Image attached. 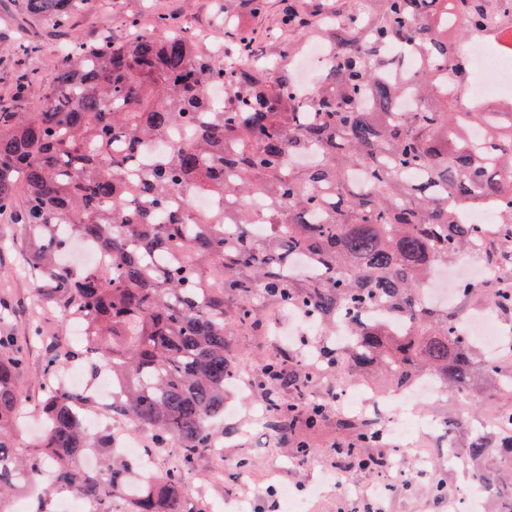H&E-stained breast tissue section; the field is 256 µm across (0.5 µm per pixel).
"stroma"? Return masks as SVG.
<instances>
[{
  "label": "stroma",
  "mask_w": 512,
  "mask_h": 512,
  "mask_svg": "<svg viewBox=\"0 0 512 512\" xmlns=\"http://www.w3.org/2000/svg\"><path fill=\"white\" fill-rule=\"evenodd\" d=\"M304 2L266 0L265 12L250 16L243 27L252 32L258 49L268 53L285 49L299 34L283 27L281 20ZM22 3L0 0V96L20 95L33 106L41 95V81L53 76L62 50L71 39L92 41L105 34L119 39L128 17H139L149 26L161 16L190 33H204L220 41L224 35L217 30V10L222 7L235 11L238 0H112L105 8L98 0H85L64 31L31 18ZM27 41L36 44V51L24 50ZM0 303L11 308L14 335H29L32 325L38 323L46 335L81 345L82 339L71 323L44 302L28 274L13 214L0 215ZM253 308L255 327L232 329L229 338L230 353L248 385L243 390L234 383L227 387L224 423L216 436L222 452L217 455L208 449L196 456L183 492L189 512H283L277 491L282 484L308 498L309 512H366L370 506L380 512H446L444 499L429 495L431 483L442 482L450 494L478 484L477 471L444 456L443 450L451 443L463 446L477 429L488 441H495L497 431L490 415L504 402L499 379L480 377L463 399L449 394L439 401L421 402L420 413L441 421L454 419L455 427L451 433L433 439V446L442 454L430 474L395 484L381 498L371 491L381 479L379 473L353 467L336 455L337 443L348 433L336 417L335 367L321 365L306 392L307 398L326 405L323 423L309 436L311 451L307 456L295 453L296 436L272 435L260 409L251 408V401L265 394L267 362L287 359L289 352H303L315 341L301 326L296 328L293 341H284L279 331L291 323V316L276 313L274 303L264 299L255 301ZM43 383V352L37 347L18 379L20 389L29 397L20 434L21 442L26 444L36 443L42 436L36 397Z\"/></svg>",
  "instance_id": "stroma-1"
}]
</instances>
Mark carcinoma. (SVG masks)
Listing matches in <instances>:
<instances>
[{
    "label": "carcinoma",
    "instance_id": "carcinoma-1",
    "mask_svg": "<svg viewBox=\"0 0 512 512\" xmlns=\"http://www.w3.org/2000/svg\"><path fill=\"white\" fill-rule=\"evenodd\" d=\"M85 0H24L28 13L68 26ZM318 26L291 11L285 23L333 43L318 89L296 85L288 67L302 42L278 55L248 54L252 37L224 16V46L196 37H157L135 17L126 35L73 43L39 106L0 99V213L24 207L19 223L26 266L47 302L78 317L88 344L45 347L40 399L43 437L20 447L26 396L17 377L39 328L21 342L0 312V512L6 496L33 487L45 469L56 492L106 512L128 498L130 512H184L185 475L215 444L224 386L236 375L227 325H255L253 300L297 310L322 331L336 315L353 319L350 351L319 348L345 378L387 372L395 384L421 371L462 396L473 385L475 346L456 315L421 303L434 271L470 250L493 255L482 224L464 212L490 204L499 233L512 239V111L461 112L456 86L469 67L457 36L500 22L501 0H348ZM224 87V105L206 96ZM406 95L415 99L401 108ZM483 127L474 140L468 129ZM183 141L165 152L154 144ZM311 153V162L297 158ZM215 198L192 207L189 192ZM233 234L226 235V225ZM76 240L112 254V272L67 266ZM94 352L112 368L121 396L107 408L112 428L86 431L76 402L89 395L57 386L55 373ZM314 368H265L271 387L300 390ZM268 428L314 429L319 402L266 398ZM149 431L154 448L177 446L179 465L136 484L130 464L111 453L126 422ZM349 440L336 454L379 471L361 449L383 441L373 419L345 420ZM102 470L82 466L88 449ZM458 452L476 464L497 453L474 435Z\"/></svg>",
    "mask_w": 512,
    "mask_h": 512
}]
</instances>
